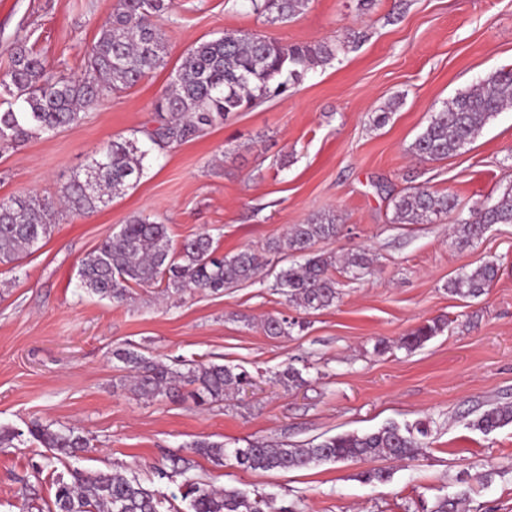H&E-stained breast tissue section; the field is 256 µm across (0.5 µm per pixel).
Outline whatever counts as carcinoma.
Returning a JSON list of instances; mask_svg holds the SVG:
<instances>
[{
  "label": "carcinoma",
  "mask_w": 512,
  "mask_h": 512,
  "mask_svg": "<svg viewBox=\"0 0 512 512\" xmlns=\"http://www.w3.org/2000/svg\"><path fill=\"white\" fill-rule=\"evenodd\" d=\"M254 13L269 23L285 22L308 4V0H249ZM174 7V0H118L112 15L101 27L87 61V74L80 79L46 76L41 57L28 47L27 38L15 35L9 65L0 77V150L15 148L33 138L51 135L63 127L82 123L88 109L107 102L112 94L137 84L165 64V41L154 22ZM346 43L319 41L285 44L272 37L224 34L197 43L182 58L166 94L154 110L160 118L154 128H139L130 138L110 142L61 188L58 200L37 195L0 200V265L10 266L24 254L39 248L56 224L68 216L97 210L121 191L134 187L155 152L199 137L231 114L256 101L285 93L318 64L346 50ZM512 107V70L497 71L472 88L458 93L435 113L412 144L413 153L438 160L456 154L478 136L486 121ZM394 224H424L450 219L457 225L458 244L468 245L493 224H512V187L492 205H477L464 211L455 198L424 189H413L392 198ZM340 225L336 216L323 213L305 224L293 225L285 234L266 243L262 258L249 248L218 257L214 239L200 233L174 249L168 225L147 216L131 217L81 262L80 287L89 293L121 304L133 287L165 283V290L180 293L191 288L220 292L255 280L261 269L276 270L273 287L287 301L305 311H320L336 303L338 289L331 268L333 254L317 252L320 242L336 240ZM373 259L366 250L347 254L342 272L353 279L371 274ZM499 268L485 263L461 272L448 283V291L461 298H478L491 288ZM299 320L270 315L263 322L269 336H288ZM447 322L435 318L402 336L398 346L413 350L442 332ZM115 358L133 372L135 391L145 398L174 397L190 386V397L203 406L224 401V396L243 391L252 377L244 369L224 364L183 363L174 369L166 362L133 349L115 351ZM278 381L294 387L304 383L293 366L276 373ZM512 424V403L490 406L471 422L488 433ZM32 441L48 449L36 471H56L52 506L48 512H178L166 506L162 493L136 477L112 471L84 473L79 469L57 471L56 464L89 447V440L76 427L52 429L35 423L28 427ZM429 423L386 424L361 434H342L313 444L286 445L253 440L244 448H226L224 443L202 439L194 442L195 453L217 465L231 459L251 470H295L312 464L367 461L387 458L415 459L427 446ZM170 465L159 467V479L180 476L182 499L189 512H295L291 505L273 507L263 495L251 496L236 488L218 489L206 481L187 476L190 462L170 455ZM460 496H447L425 512H459Z\"/></svg>",
  "instance_id": "cac0c4a2"
}]
</instances>
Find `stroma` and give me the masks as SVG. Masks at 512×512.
Wrapping results in <instances>:
<instances>
[{
	"label": "stroma",
	"mask_w": 512,
	"mask_h": 512,
	"mask_svg": "<svg viewBox=\"0 0 512 512\" xmlns=\"http://www.w3.org/2000/svg\"><path fill=\"white\" fill-rule=\"evenodd\" d=\"M117 3L0 0V74L20 32L47 75L82 77ZM157 25L165 66L90 109L82 124L0 153V200L57 198L113 138L152 125L156 100L196 41L227 32L286 43L335 42L351 32L360 39L284 94L160 155L136 187L57 224L15 268L0 266V427L21 433L14 447L0 448V512H47L54 498L50 472L34 469L45 450L25 435L34 422L84 430L91 448L70 466L118 469L168 496L179 495L181 479L157 480L152 468L173 453L190 461L191 476L273 495L298 512H416L419 502L460 492L465 512H512V425L489 433L468 425L488 405L512 402V224L461 247L451 223H393L391 203L420 188L453 194L466 209L512 186V108L448 158L422 161L411 151L448 100L512 68V0H375L365 9L359 0H310L274 25L248 0H175ZM388 108L390 121L374 125ZM328 211L341 234L317 251L365 248L375 262L360 280L337 273L340 297L323 311L300 313L270 276L219 293L136 287L121 305L78 286L81 260L135 214L167 224L173 244L206 232L231 254L262 252L268 239ZM488 261L499 273L487 294L449 293L450 279ZM280 314L302 317L304 328L266 335L263 319ZM437 317L448 322L444 332L399 348L401 336ZM380 341L388 346L381 354ZM117 348L168 363L242 367L257 383L203 407L184 392L146 399L113 359ZM290 363L302 387L275 382ZM420 420L431 423L429 446L406 462L246 471L192 449L203 438L228 448L255 439L294 445ZM371 468L391 471L390 481L363 482ZM487 471L489 483L472 481ZM26 482L36 497L23 495Z\"/></svg>",
	"instance_id": "stroma-1"
}]
</instances>
